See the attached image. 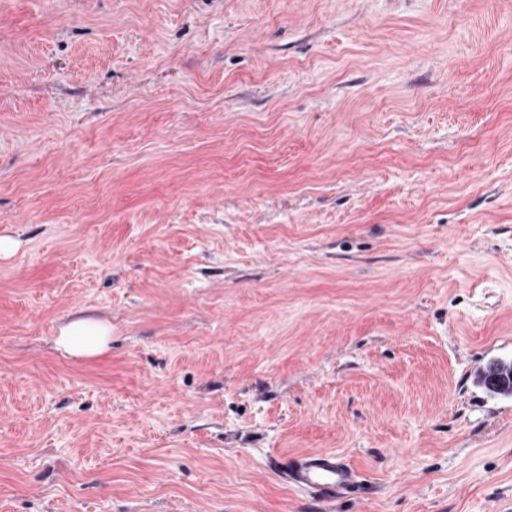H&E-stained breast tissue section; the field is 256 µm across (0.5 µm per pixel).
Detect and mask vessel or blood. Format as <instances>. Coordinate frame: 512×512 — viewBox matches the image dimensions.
<instances>
[{
  "mask_svg": "<svg viewBox=\"0 0 512 512\" xmlns=\"http://www.w3.org/2000/svg\"><path fill=\"white\" fill-rule=\"evenodd\" d=\"M282 472L289 484L324 503L355 492L361 484L356 469L331 451L289 457Z\"/></svg>",
  "mask_w": 512,
  "mask_h": 512,
  "instance_id": "obj_1",
  "label": "vessel or blood"
}]
</instances>
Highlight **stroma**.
<instances>
[{
    "label": "stroma",
    "mask_w": 512,
    "mask_h": 512,
    "mask_svg": "<svg viewBox=\"0 0 512 512\" xmlns=\"http://www.w3.org/2000/svg\"><path fill=\"white\" fill-rule=\"evenodd\" d=\"M0 235V512H512V0H0ZM111 333L108 323L75 314L60 327L56 344L71 357H91L106 349ZM282 472L289 484L324 503L355 492L361 484L356 469L331 451L289 457Z\"/></svg>",
    "instance_id": "1"
}]
</instances>
